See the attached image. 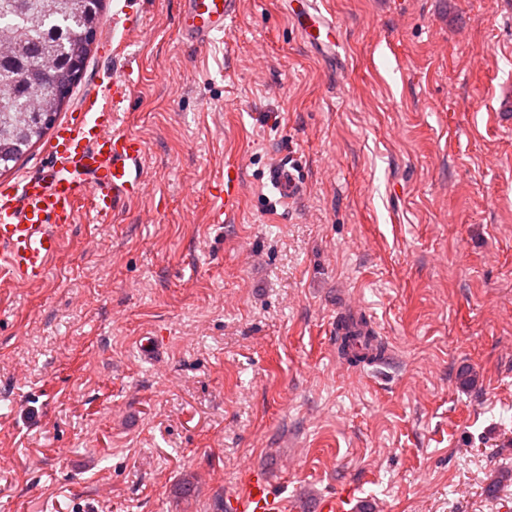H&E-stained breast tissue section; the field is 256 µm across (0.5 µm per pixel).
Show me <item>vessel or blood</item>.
<instances>
[{
	"mask_svg": "<svg viewBox=\"0 0 512 512\" xmlns=\"http://www.w3.org/2000/svg\"><path fill=\"white\" fill-rule=\"evenodd\" d=\"M236 0H180L178 32L184 43L203 48L223 32ZM127 32L142 25L123 0L111 21ZM298 26L309 41L332 34L334 24L320 12L301 10ZM122 61L119 75L103 74L79 112L56 127L47 154L49 164L40 174L23 173L12 184L0 187V268L19 286L45 279L60 254L63 237L79 216L82 201L98 222L114 217L125 202L141 198L147 186L146 149L136 135L118 128L120 108L135 82V69L124 59L123 44L110 49ZM242 167L226 163L213 178L209 191V221L223 223L241 200ZM267 181L281 202L298 199L305 184L293 166L281 161L267 172ZM362 311L350 312L336 323V333L353 337L352 348L369 352ZM224 512H286L266 476L250 472L243 493L224 501Z\"/></svg>",
	"mask_w": 512,
	"mask_h": 512,
	"instance_id": "vessel-or-blood-1",
	"label": "vessel or blood"
}]
</instances>
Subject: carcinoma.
I'll list each match as a JSON object with an SVG mask.
<instances>
[{"label": "carcinoma", "mask_w": 512, "mask_h": 512, "mask_svg": "<svg viewBox=\"0 0 512 512\" xmlns=\"http://www.w3.org/2000/svg\"><path fill=\"white\" fill-rule=\"evenodd\" d=\"M86 0H0V41L10 51L0 60V171L15 165L48 130L30 111L41 101L61 111L53 86L67 76L58 69H34L32 61L87 59Z\"/></svg>", "instance_id": "obj_1"}]
</instances>
